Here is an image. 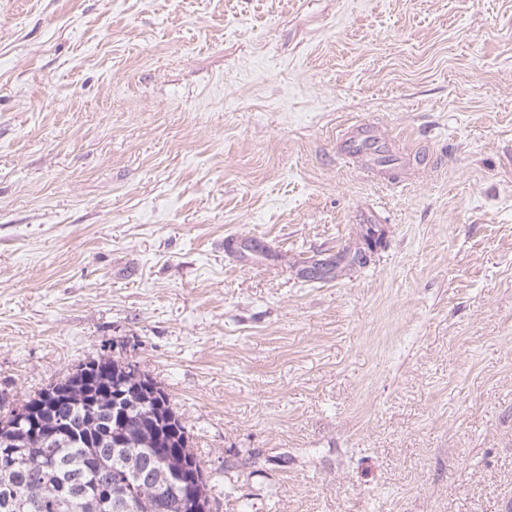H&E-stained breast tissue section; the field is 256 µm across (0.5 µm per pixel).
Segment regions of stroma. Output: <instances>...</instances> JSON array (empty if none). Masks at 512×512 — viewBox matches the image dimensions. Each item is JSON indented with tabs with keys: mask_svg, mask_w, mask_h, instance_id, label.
Masks as SVG:
<instances>
[{
	"mask_svg": "<svg viewBox=\"0 0 512 512\" xmlns=\"http://www.w3.org/2000/svg\"><path fill=\"white\" fill-rule=\"evenodd\" d=\"M112 358L213 512H504L512 0H0V407ZM380 142L379 127L371 124H357L348 129L342 136L341 150L347 156L359 158L364 146L375 145Z\"/></svg>",
	"mask_w": 512,
	"mask_h": 512,
	"instance_id": "35a3bbf8",
	"label": "stroma"
}]
</instances>
